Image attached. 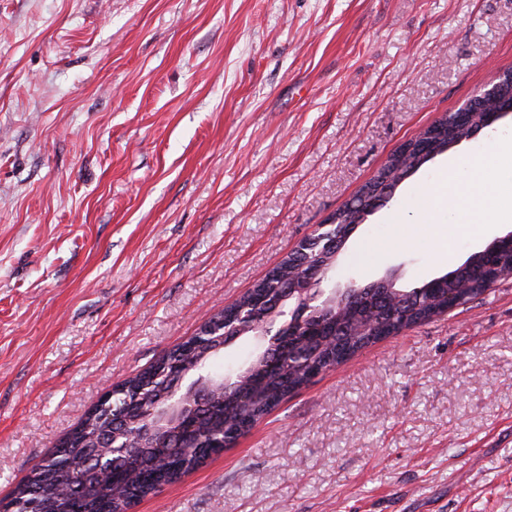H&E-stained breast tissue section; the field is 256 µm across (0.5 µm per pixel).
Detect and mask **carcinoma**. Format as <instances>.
Masks as SVG:
<instances>
[{"mask_svg":"<svg viewBox=\"0 0 512 512\" xmlns=\"http://www.w3.org/2000/svg\"><path fill=\"white\" fill-rule=\"evenodd\" d=\"M426 142L432 150L441 154L451 148L464 136L455 114H445L425 131ZM421 167L420 157L413 152L395 150L378 173V177L367 183L361 195L382 198L387 196L384 183L379 177L392 175L390 187H395ZM368 215L363 209L349 204L334 213V230L347 231L352 225L360 224ZM323 245L306 250L297 257L286 256L261 282L257 290L240 297L229 305L225 313L232 314L243 307L251 312L255 309L268 311L272 303L279 300L285 284L299 275L300 266L305 263L324 260ZM458 288L457 305L464 306L478 295L479 289L470 288L474 281L472 270L465 264L448 272ZM512 277V267L503 262L496 269L480 275L485 288ZM440 302L437 297L424 294L409 305L395 308L391 314L378 312V298L367 291L354 300L336 304L331 325L316 332L303 328L285 332L282 343L277 347L275 369L260 375L244 367L238 384L245 388L248 400L241 403L237 395L214 392L207 408L195 411V432L199 444L192 448H177L163 438L148 448H131L123 462L110 471H102L86 465L87 448L94 444L105 431L122 434L127 424L117 426L101 420L99 411L90 413L79 425L70 443L57 448L52 455L38 466L27 480L13 490V497L7 503L11 512H24L30 489L40 491L42 512H125L139 499L158 492L163 485L174 483L179 475L198 466L203 459L220 450L221 443L236 431H247L260 417L274 409L286 398L288 391L307 383L313 364L323 362L337 366L365 346L395 335L419 322L433 318ZM217 354L205 353L198 344L184 343L163 356L149 368L127 378L112 388V398L107 402L112 414L128 413V419L137 420L149 416L158 395V388L174 380V375L187 366L200 362L208 364Z\"/></svg>","mask_w":512,"mask_h":512,"instance_id":"carcinoma-1","label":"carcinoma"}]
</instances>
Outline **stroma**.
I'll return each instance as SVG.
<instances>
[{
  "label": "stroma",
  "instance_id": "obj_1",
  "mask_svg": "<svg viewBox=\"0 0 512 512\" xmlns=\"http://www.w3.org/2000/svg\"><path fill=\"white\" fill-rule=\"evenodd\" d=\"M511 67L512 0H0V499ZM510 137L512 115L423 165L338 277L397 266L413 288L506 233L461 217L475 165L512 207ZM132 512H512V279L368 345Z\"/></svg>",
  "mask_w": 512,
  "mask_h": 512
}]
</instances>
